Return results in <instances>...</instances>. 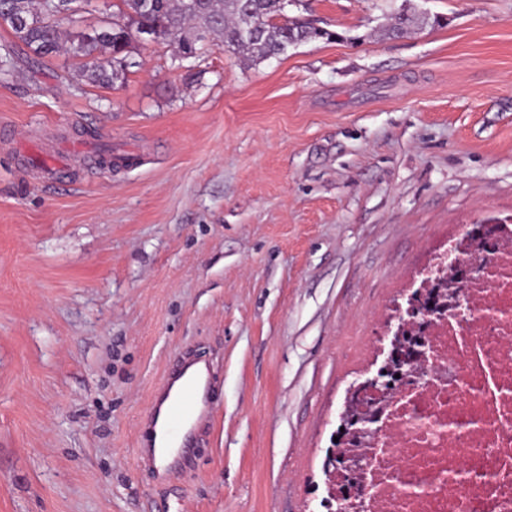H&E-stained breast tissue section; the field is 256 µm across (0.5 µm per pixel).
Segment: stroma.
Returning a JSON list of instances; mask_svg holds the SVG:
<instances>
[{"label":"stroma","instance_id":"stroma-1","mask_svg":"<svg viewBox=\"0 0 512 512\" xmlns=\"http://www.w3.org/2000/svg\"><path fill=\"white\" fill-rule=\"evenodd\" d=\"M446 25L383 37L392 16ZM337 40L259 65L141 45L0 80V512H326L349 386L444 236L512 216V0H302ZM57 151L64 178L28 170ZM133 154L119 170L97 147ZM216 378L174 476L140 450L185 355Z\"/></svg>","mask_w":512,"mask_h":512}]
</instances>
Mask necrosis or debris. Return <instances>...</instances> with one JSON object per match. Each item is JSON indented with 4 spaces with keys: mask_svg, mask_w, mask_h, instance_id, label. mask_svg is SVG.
<instances>
[{
    "mask_svg": "<svg viewBox=\"0 0 512 512\" xmlns=\"http://www.w3.org/2000/svg\"><path fill=\"white\" fill-rule=\"evenodd\" d=\"M459 287L461 316L407 317L427 368L393 379L366 455L362 512H512V222L466 225L423 272Z\"/></svg>",
    "mask_w": 512,
    "mask_h": 512,
    "instance_id": "4bbe7bcc",
    "label": "necrosis or debris"
}]
</instances>
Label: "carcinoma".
<instances>
[{"instance_id":"1","label":"carcinoma","mask_w":512,"mask_h":512,"mask_svg":"<svg viewBox=\"0 0 512 512\" xmlns=\"http://www.w3.org/2000/svg\"><path fill=\"white\" fill-rule=\"evenodd\" d=\"M83 2L0 0V24L13 37L0 54V76L14 74L20 53L36 62L55 56L61 46L60 21L79 22ZM117 8L112 20L85 27L70 39L69 51L79 66L61 76L62 81L100 87L124 82L132 54L150 35L175 44L178 62L197 57L198 46L215 38L253 63L301 43L334 38L309 19L288 16L282 0H119ZM439 23L437 16L400 13L384 34L399 38L413 28Z\"/></svg>"}]
</instances>
